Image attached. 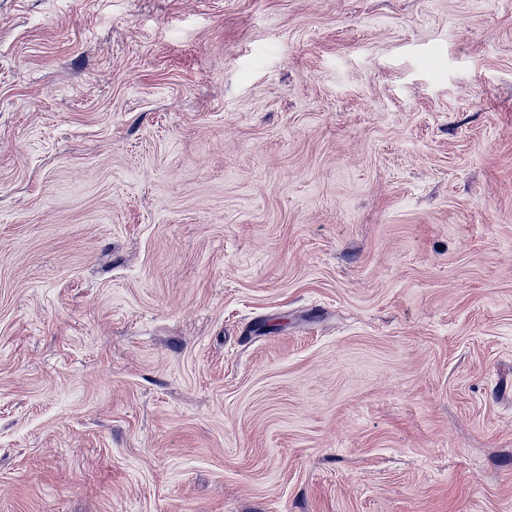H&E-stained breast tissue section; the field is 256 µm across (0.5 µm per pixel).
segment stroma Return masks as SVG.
<instances>
[{
  "mask_svg": "<svg viewBox=\"0 0 512 512\" xmlns=\"http://www.w3.org/2000/svg\"><path fill=\"white\" fill-rule=\"evenodd\" d=\"M0 512H512V0H0Z\"/></svg>",
  "mask_w": 512,
  "mask_h": 512,
  "instance_id": "obj_1",
  "label": "stroma"
}]
</instances>
